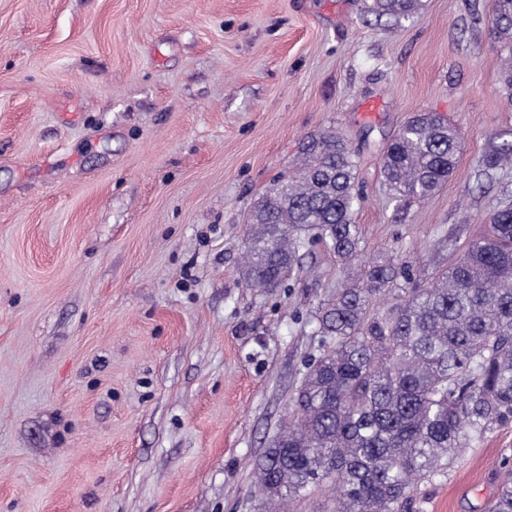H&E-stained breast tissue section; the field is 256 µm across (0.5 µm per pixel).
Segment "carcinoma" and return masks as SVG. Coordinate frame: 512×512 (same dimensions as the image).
I'll list each match as a JSON object with an SVG mask.
<instances>
[{
	"instance_id": "carcinoma-1",
	"label": "carcinoma",
	"mask_w": 512,
	"mask_h": 512,
	"mask_svg": "<svg viewBox=\"0 0 512 512\" xmlns=\"http://www.w3.org/2000/svg\"><path fill=\"white\" fill-rule=\"evenodd\" d=\"M420 0H371L397 22ZM493 33L512 38V0H495ZM460 129L434 112L407 120L387 147L383 171L400 211L452 175ZM483 174L512 167V142L492 145ZM356 151L331 131L311 134L298 159L253 204L243 280L270 292L303 272L317 244L344 263L358 257ZM392 258L364 263L319 307L321 356L308 364L293 407L257 464L255 486L278 509L321 490L326 512H410L412 494L443 474L459 448L512 421V205L430 286ZM393 295L374 310L372 299ZM487 512H512V483Z\"/></svg>"
}]
</instances>
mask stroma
Masks as SVG:
<instances>
[{
	"label": "stroma",
	"instance_id": "stroma-1",
	"mask_svg": "<svg viewBox=\"0 0 512 512\" xmlns=\"http://www.w3.org/2000/svg\"><path fill=\"white\" fill-rule=\"evenodd\" d=\"M0 0V512H257L254 468L323 349L345 278L315 247L292 287L246 288L248 211L330 130L358 157L364 258L429 284L504 199L512 43L492 0ZM450 118L448 181L396 212L382 158ZM512 423L421 484L414 512H483ZM419 7V0H371L368 11L377 18L386 17L401 22L412 17ZM480 165L484 167L482 174L485 176H489L492 170L512 167V142L493 144Z\"/></svg>",
	"mask_w": 512,
	"mask_h": 512
}]
</instances>
